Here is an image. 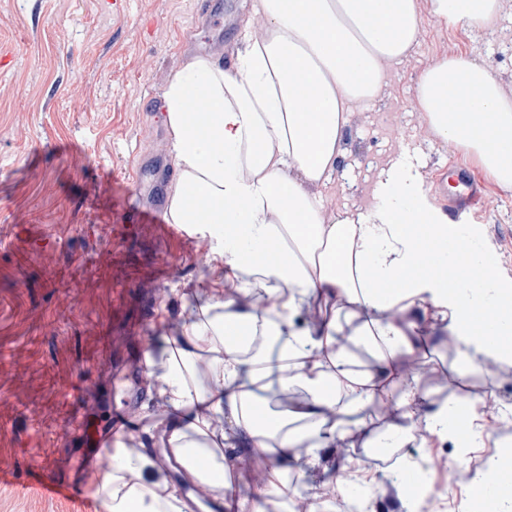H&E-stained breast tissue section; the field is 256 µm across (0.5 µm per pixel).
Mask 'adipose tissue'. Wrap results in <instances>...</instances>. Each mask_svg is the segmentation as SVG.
<instances>
[{
  "instance_id": "1",
  "label": "adipose tissue",
  "mask_w": 512,
  "mask_h": 512,
  "mask_svg": "<svg viewBox=\"0 0 512 512\" xmlns=\"http://www.w3.org/2000/svg\"><path fill=\"white\" fill-rule=\"evenodd\" d=\"M496 6L431 0L437 19L468 26ZM257 9L268 20L267 35L234 67L194 56L165 92L177 171L169 221L208 236L213 280L147 361L149 386L165 410L152 436L165 459L181 464L180 476L171 479L142 453L137 435L105 446L97 474L103 512H194L202 498H223L228 420L273 457V466L252 473L262 492L287 485L289 463L308 466L322 448L345 445L372 404L392 408L396 418L369 435L367 447L384 439L398 446L411 433L419 391L403 369L413 350L392 315L417 300L448 309L466 359L512 352V289H501L488 308L458 293L436 268L454 227L432 205L412 158L382 171L380 204L364 214L325 221L307 191L334 168L352 104L374 97L384 64L400 61L416 40L417 0H257ZM200 97L208 110L192 111ZM418 97L439 135L512 185V107L484 64L459 57L425 69ZM421 252L434 259L423 270L415 266ZM256 273L267 282L264 295L242 306ZM343 298L353 320L346 332L327 313ZM311 308L321 319L297 327L293 313ZM487 318L497 325L491 343L471 329ZM259 330L274 347L246 356ZM353 344L372 353L375 369H355ZM274 385L295 394L290 407L258 405L259 393ZM452 413L470 437H481L472 407L461 400L427 410L428 432L447 435Z\"/></svg>"
}]
</instances>
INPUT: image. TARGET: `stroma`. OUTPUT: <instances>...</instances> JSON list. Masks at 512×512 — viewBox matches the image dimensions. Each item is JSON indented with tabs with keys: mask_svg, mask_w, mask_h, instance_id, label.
<instances>
[{
	"mask_svg": "<svg viewBox=\"0 0 512 512\" xmlns=\"http://www.w3.org/2000/svg\"><path fill=\"white\" fill-rule=\"evenodd\" d=\"M254 0H0V460L14 471L0 484V512H101L96 473L76 468L80 454L145 434L159 412L146 383H129L131 415L118 423L113 393L112 339L126 336L124 361L137 340L170 334L205 286L214 263L207 239L193 252L155 224H132L123 202L167 211L175 187L170 135L153 97L195 54L236 61L252 28ZM430 0H417L419 34L406 57L388 65L369 101L351 106L341 157L326 179L310 186L324 220L376 206L379 171L401 151L419 161L430 199L453 194L452 164L484 187L483 197L459 217L474 239L499 255L497 286L512 287V187L488 178L476 158L431 128L418 103L417 80L426 68L457 56L488 66L503 100L512 105V0L469 28L435 18ZM175 264L159 279L161 261ZM159 279L160 293L146 285ZM126 296L115 302L114 289ZM424 326L414 337L433 370L419 391L430 400L491 397L500 411L477 443L425 435L388 449L363 448L389 413L372 407L351 439L352 458L325 450L305 473L289 471L287 489L258 494L250 470L262 459L241 432L224 426V463L232 471L227 512H283L285 502L320 488L318 512L335 501H367L368 512H415L412 494L388 495L400 469L419 473L441 457L459 465L462 479L446 493L449 512H475L471 485L488 449L512 444V356L498 362L503 377L460 373V353L445 309L425 302L399 313ZM87 384L83 397L72 387ZM83 422L80 436L65 430ZM46 479L69 483L70 495L48 497L35 486L32 461Z\"/></svg>",
	"mask_w": 512,
	"mask_h": 512,
	"instance_id": "35a3bbf8",
	"label": "stroma"
}]
</instances>
